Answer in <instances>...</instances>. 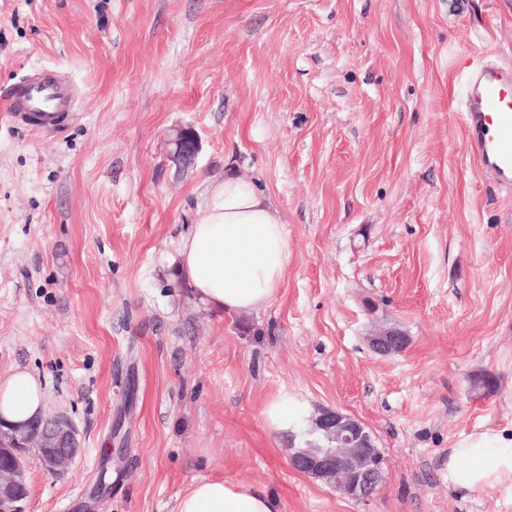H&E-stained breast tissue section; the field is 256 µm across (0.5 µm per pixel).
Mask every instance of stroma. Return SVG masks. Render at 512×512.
<instances>
[{
	"label": "stroma",
	"instance_id": "obj_1",
	"mask_svg": "<svg viewBox=\"0 0 512 512\" xmlns=\"http://www.w3.org/2000/svg\"><path fill=\"white\" fill-rule=\"evenodd\" d=\"M488 60L512 64V0H0V379L37 376L83 448L62 477L28 454L26 512H176L218 477L279 512H512V481L446 467L467 435H512V194L458 106ZM40 68L81 90L48 136L6 101ZM229 168L292 259L271 306L221 317L170 258ZM384 327L405 352L370 350ZM283 392L364 425L372 496L291 468L304 432L263 417ZM184 142L188 143L187 147L182 146ZM170 144L176 145L172 158L182 165H189L194 162L201 148L199 137L191 128L180 129Z\"/></svg>",
	"mask_w": 512,
	"mask_h": 512
}]
</instances>
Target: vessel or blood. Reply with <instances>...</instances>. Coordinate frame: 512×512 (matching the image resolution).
I'll return each instance as SVG.
<instances>
[{
	"mask_svg": "<svg viewBox=\"0 0 512 512\" xmlns=\"http://www.w3.org/2000/svg\"><path fill=\"white\" fill-rule=\"evenodd\" d=\"M75 87L63 73L30 71L8 94L15 120L45 133L75 114ZM467 143L486 176L512 191V65L487 63L470 72L463 94Z\"/></svg>",
	"mask_w": 512,
	"mask_h": 512,
	"instance_id": "obj_1",
	"label": "vessel or blood"
}]
</instances>
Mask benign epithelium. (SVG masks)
<instances>
[{"mask_svg":"<svg viewBox=\"0 0 512 512\" xmlns=\"http://www.w3.org/2000/svg\"><path fill=\"white\" fill-rule=\"evenodd\" d=\"M172 143L176 145L172 158L182 165L194 162L201 148L199 137L191 128L179 130ZM369 343L372 350L380 353L400 349L405 341L401 331L388 329L372 336ZM315 422L331 434L336 448L321 455L296 453L290 458L291 467L317 478L343 481L351 498L371 496L379 486L382 460L370 452V437L362 423L338 410L322 411ZM35 430L54 437L55 447L36 448L21 429H6L0 424V438L10 436L14 440L13 447L0 448V512H24L28 489L22 469L15 466L20 454L34 451L48 472L61 476L81 452L77 430L72 426L62 429L52 420L42 417L35 421Z\"/></svg>","mask_w":512,"mask_h":512,"instance_id":"1","label":"benign epithelium"}]
</instances>
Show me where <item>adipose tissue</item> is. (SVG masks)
I'll list each match as a JSON object with an SVG mask.
<instances>
[{"label":"adipose tissue","mask_w":512,"mask_h":512,"mask_svg":"<svg viewBox=\"0 0 512 512\" xmlns=\"http://www.w3.org/2000/svg\"><path fill=\"white\" fill-rule=\"evenodd\" d=\"M202 215L189 225L171 263L191 297L229 316L250 314L277 297L291 260L279 210L267 203L259 181L225 173L211 184ZM40 380L24 369L0 380V421L21 424L42 416ZM512 478V436L471 435L448 455V481L481 488ZM177 512H279L278 501L260 486L205 479L191 486Z\"/></svg>","instance_id":"1"}]
</instances>
